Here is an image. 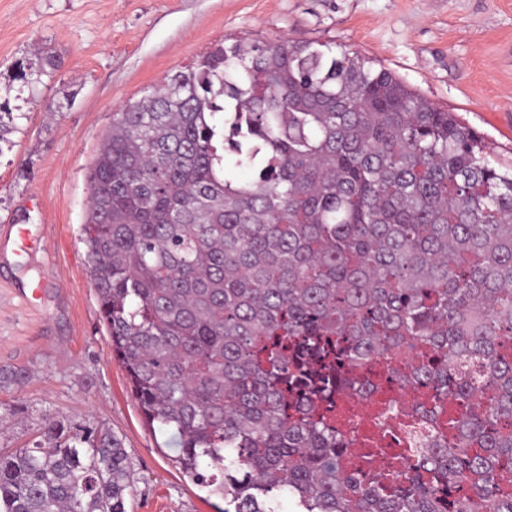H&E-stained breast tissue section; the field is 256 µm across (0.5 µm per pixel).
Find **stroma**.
<instances>
[{
    "instance_id": "35a3bbf8",
    "label": "stroma",
    "mask_w": 512,
    "mask_h": 512,
    "mask_svg": "<svg viewBox=\"0 0 512 512\" xmlns=\"http://www.w3.org/2000/svg\"><path fill=\"white\" fill-rule=\"evenodd\" d=\"M245 34L356 50L512 160V0H0V108L13 115L0 142V230L35 235L0 259V367L30 373L0 388V448L31 445L60 417L111 428L133 473L127 512L224 502L182 475L110 355L80 241L88 173L122 104ZM36 285L39 299L26 298Z\"/></svg>"
}]
</instances>
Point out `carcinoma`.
<instances>
[{
	"instance_id": "cac0c4a2",
	"label": "carcinoma",
	"mask_w": 512,
	"mask_h": 512,
	"mask_svg": "<svg viewBox=\"0 0 512 512\" xmlns=\"http://www.w3.org/2000/svg\"><path fill=\"white\" fill-rule=\"evenodd\" d=\"M81 240L111 355L224 512H512V165L394 73L216 44L114 113ZM412 354L448 436L349 474L336 396ZM109 429L0 448V512H126Z\"/></svg>"
}]
</instances>
